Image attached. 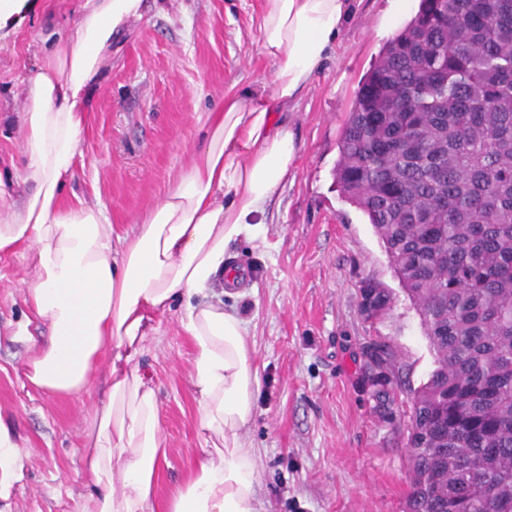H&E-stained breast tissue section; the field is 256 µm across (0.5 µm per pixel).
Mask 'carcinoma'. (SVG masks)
<instances>
[{"label": "carcinoma", "mask_w": 512, "mask_h": 512, "mask_svg": "<svg viewBox=\"0 0 512 512\" xmlns=\"http://www.w3.org/2000/svg\"><path fill=\"white\" fill-rule=\"evenodd\" d=\"M335 179L418 312L406 512H512V0H420L343 125ZM361 294L390 309L389 291Z\"/></svg>", "instance_id": "cac0c4a2"}]
</instances>
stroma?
Listing matches in <instances>:
<instances>
[{"label": "stroma", "instance_id": "35a3bbf8", "mask_svg": "<svg viewBox=\"0 0 512 512\" xmlns=\"http://www.w3.org/2000/svg\"><path fill=\"white\" fill-rule=\"evenodd\" d=\"M418 5L406 0L396 13L391 0H355L321 71L288 110L299 155L287 184L270 202L261 233L230 247L256 273L243 287L211 289L245 319L259 373L246 444L258 461L263 512H405L410 392L426 382L433 355L371 224L342 197L335 168L361 82ZM80 6L29 0L0 29V115L27 109L23 80L42 66L51 36L72 33ZM261 10L262 0H144L113 38L112 59L91 92L82 159L64 200L101 203L115 234L132 232L190 165L225 92L270 88L275 65L257 43ZM33 276L24 251L0 257V412L22 437L28 471L11 512H76L87 492L84 430L105 378L95 375L79 400L23 387L28 342L17 330ZM369 279L393 296L380 319L360 313V287ZM370 338L391 341L400 353L401 387L384 419L360 381V347ZM191 355L173 310L156 320L138 359L157 391L167 439L161 504L205 446Z\"/></svg>", "mask_w": 512, "mask_h": 512}]
</instances>
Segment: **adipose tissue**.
<instances>
[{"label":"adipose tissue","mask_w":512,"mask_h":512,"mask_svg":"<svg viewBox=\"0 0 512 512\" xmlns=\"http://www.w3.org/2000/svg\"><path fill=\"white\" fill-rule=\"evenodd\" d=\"M142 0H83L75 31L55 42L23 92L14 124L24 134L17 180L0 176V253L25 249L35 275L24 302L47 339L32 342L24 366L33 391L82 397L105 367L109 392L84 435L79 512H155L156 480L167 461L154 385L134 368L156 315L180 310L193 354L199 429L208 443L166 512H261L258 463L245 443L259 379L237 313L207 300L230 268L232 243L263 223L288 179L294 135L280 115L297 102L340 33L349 0H263L258 42L276 61L272 93L230 92L207 117L206 146L132 234L114 237L101 204L62 192L76 176L88 118L87 92L112 53V37ZM21 437L0 414V502L25 478Z\"/></svg>","instance_id":"1"}]
</instances>
